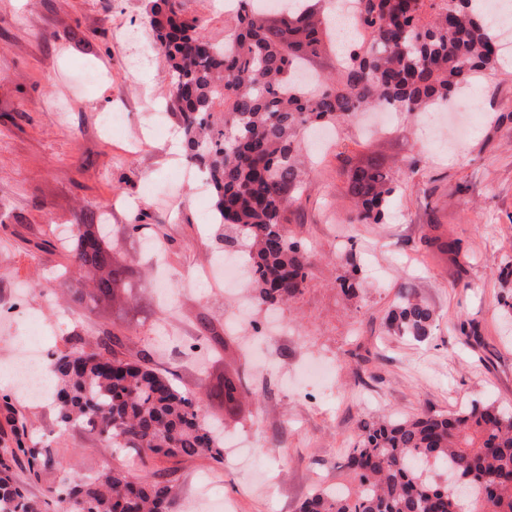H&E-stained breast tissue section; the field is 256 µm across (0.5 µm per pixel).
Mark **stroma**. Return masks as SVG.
Returning a JSON list of instances; mask_svg holds the SVG:
<instances>
[{"label": "stroma", "mask_w": 512, "mask_h": 512, "mask_svg": "<svg viewBox=\"0 0 512 512\" xmlns=\"http://www.w3.org/2000/svg\"><path fill=\"white\" fill-rule=\"evenodd\" d=\"M147 5L0 0V316L22 324L21 335H0V448L18 440L6 422L12 415L28 426L20 440L53 449L63 472L85 474L107 460L96 438L59 425L52 403H30L18 390L7 359L44 320L66 328L37 336L45 355L68 337L111 330L126 353L200 397L206 421H222L223 463L180 464L173 512H199L203 477L234 512H298L315 488L354 489L345 460L365 423L474 403L512 410V313L504 307L512 277L501 275L512 265V62L462 89L472 123L455 145L435 134L426 112H396L365 131L356 118L328 141L310 140L313 159L287 224L308 258L305 283L275 314L253 300L244 309L253 335H266L269 318L283 325L266 335L278 362L332 369L331 383L291 387L251 368L243 335L227 321L234 297L199 278L226 254L224 227L201 223L212 195L183 178L189 163L180 120L165 110L172 85L164 58L140 53L152 41ZM185 9L202 36L224 40L230 16L218 0H185ZM159 109L160 130L152 124ZM107 110L122 116L121 133L110 138L98 133ZM376 157L398 179L397 195L383 223H350L348 182ZM147 181L154 196L142 191ZM88 218L107 225L113 263L131 270L130 310L104 305L90 314L63 302L76 281L58 231ZM451 239L462 246L454 256L441 247ZM153 243L163 244L162 258ZM158 280L178 288L174 310ZM404 288L436 313L426 341L386 326ZM463 321L474 335L461 334ZM207 334L223 339L219 352ZM241 374L247 389L236 408L206 398Z\"/></svg>", "instance_id": "1"}]
</instances>
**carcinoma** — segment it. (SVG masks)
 <instances>
[{
    "instance_id": "carcinoma-1",
    "label": "carcinoma",
    "mask_w": 512,
    "mask_h": 512,
    "mask_svg": "<svg viewBox=\"0 0 512 512\" xmlns=\"http://www.w3.org/2000/svg\"><path fill=\"white\" fill-rule=\"evenodd\" d=\"M358 35L336 54L332 76L302 86L295 68H307L335 47L326 0H288V13L269 16L252 0H238L235 27L222 43L197 32L182 0H150L149 26L161 46L174 87L170 110L181 117L188 158L203 166L213 191L214 219L224 242L248 254L256 299L273 305L305 282L307 260L288 235V208L298 199L304 131L336 124L382 106L426 112L448 103L503 58L499 32L477 5L458 0H353ZM224 107V118L216 107ZM397 183L374 162L348 186L352 224H379ZM71 242L76 268L99 276L77 288L72 302L94 312L127 293L129 270L116 268L100 224H78ZM388 325L417 342L428 338L434 311L418 296L399 295ZM109 330L57 353L48 365L56 389L57 419L96 437L122 463L69 476L42 500L25 493V470L40 477L54 468L46 448L16 442L0 450V512H47L69 505L78 512H172L170 469L144 481L129 475L128 459L182 461L224 456L213 427L194 399L161 370L119 351ZM353 492L317 489L299 512H512V411L473 404L448 415L422 414L362 427L347 457ZM453 473L457 482H440Z\"/></svg>"
}]
</instances>
